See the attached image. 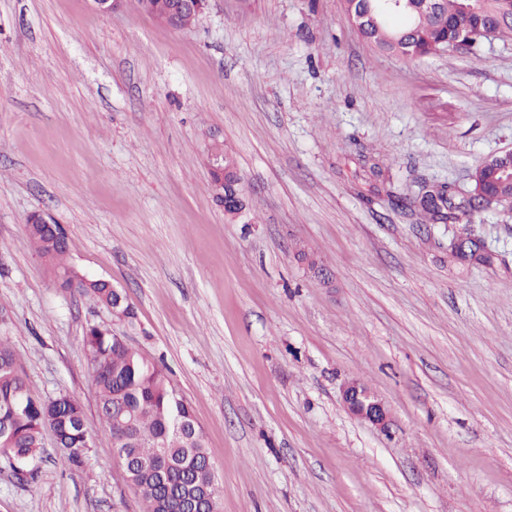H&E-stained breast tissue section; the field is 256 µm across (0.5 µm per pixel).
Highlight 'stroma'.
Returning <instances> with one entry per match:
<instances>
[{
  "label": "stroma",
  "mask_w": 512,
  "mask_h": 512,
  "mask_svg": "<svg viewBox=\"0 0 512 512\" xmlns=\"http://www.w3.org/2000/svg\"><path fill=\"white\" fill-rule=\"evenodd\" d=\"M233 155L245 208L211 189ZM512 150V40L403 60L342 0H211L173 30L134 5L0 0V336L30 392L83 407L70 469L44 437L38 488L0 456V512H141L83 348L103 323L190 404L221 512H512V207L460 225L391 204ZM66 263L122 291L133 322L60 286ZM312 251L319 283L295 257ZM388 408L343 406L347 381ZM40 216L43 224H27L28 236L43 257L61 263L68 249L66 234L60 225ZM459 238V237H458ZM456 238L449 243V248L453 254L464 260H474L478 262H488L489 256L485 254L484 247L481 242L478 244L470 238L462 240L464 238ZM462 240L461 243H458ZM466 244V251L463 250V246ZM342 399L346 409L351 414L366 419L381 429L388 428L387 409L358 381L354 380L352 383L343 386Z\"/></svg>",
  "instance_id": "obj_1"
}]
</instances>
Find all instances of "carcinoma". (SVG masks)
I'll use <instances>...</instances> for the list:
<instances>
[{"label": "carcinoma", "instance_id": "obj_1", "mask_svg": "<svg viewBox=\"0 0 512 512\" xmlns=\"http://www.w3.org/2000/svg\"><path fill=\"white\" fill-rule=\"evenodd\" d=\"M142 13L158 21L177 0H150ZM347 14L362 40L375 49L405 59L435 55L448 49L453 40L483 31L497 39H512V0H477L473 7L463 0H401L395 8L378 9L368 17L354 0H344ZM224 157V169L211 177L217 201L226 205L241 202L234 182L239 177L236 162ZM504 163L492 161L472 174L473 188H481L480 201L495 203L512 197V181L501 174ZM454 191L446 185L425 189L414 200L399 197L396 205L416 206L427 221L452 224L473 223L470 201H452ZM27 233L38 252L51 261L62 262L68 242L58 224H29ZM453 254L464 260L489 261L482 244L468 238L449 243ZM61 287L77 289L97 304L112 309V284L106 280L75 275L65 268ZM87 359L95 374L97 405L104 427L118 442V458L126 464L133 458L135 469H125L127 479L143 504L142 512H173L176 497L210 490L209 476L193 460L209 454L203 435L188 441L174 430V423L190 421L189 403L167 382L153 360L125 344L100 324L87 327L84 336ZM50 427L65 463L75 469L84 465L89 437L84 427L81 404L68 395L43 400L30 394L8 338L0 336V454L21 464L34 461L42 451V431Z\"/></svg>", "mask_w": 512, "mask_h": 512}]
</instances>
